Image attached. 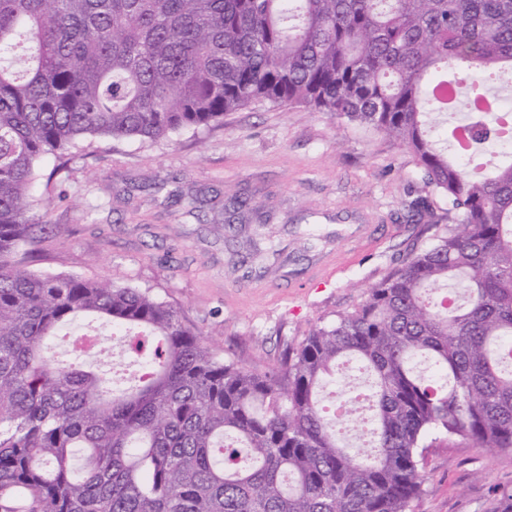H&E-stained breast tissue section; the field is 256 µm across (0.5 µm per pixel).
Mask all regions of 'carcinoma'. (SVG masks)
I'll list each match as a JSON object with an SVG mask.
<instances>
[{
	"label": "carcinoma",
	"mask_w": 512,
	"mask_h": 512,
	"mask_svg": "<svg viewBox=\"0 0 512 512\" xmlns=\"http://www.w3.org/2000/svg\"><path fill=\"white\" fill-rule=\"evenodd\" d=\"M512 0H0V512H410L424 444L512 454ZM443 85L456 96L435 105ZM255 103L416 158L452 223L264 373L179 312L17 259L49 224L41 162L169 140ZM92 318L139 331L138 384L49 355ZM371 411L366 455L326 418Z\"/></svg>",
	"instance_id": "cac0c4a2"
}]
</instances>
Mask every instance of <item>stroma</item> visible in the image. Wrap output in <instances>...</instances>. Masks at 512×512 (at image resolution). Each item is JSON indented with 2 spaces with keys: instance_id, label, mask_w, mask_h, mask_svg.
<instances>
[{
  "instance_id": "stroma-1",
  "label": "stroma",
  "mask_w": 512,
  "mask_h": 512,
  "mask_svg": "<svg viewBox=\"0 0 512 512\" xmlns=\"http://www.w3.org/2000/svg\"><path fill=\"white\" fill-rule=\"evenodd\" d=\"M49 226L31 267L110 278L152 294L202 332L224 360L276 368L285 346L353 310L446 202L419 195L414 155L393 139L310 108L253 105L172 140H92L51 185ZM240 224L271 225L279 252L263 272L224 244L225 205ZM512 489V455L453 439L426 453L412 512H496Z\"/></svg>"
}]
</instances>
